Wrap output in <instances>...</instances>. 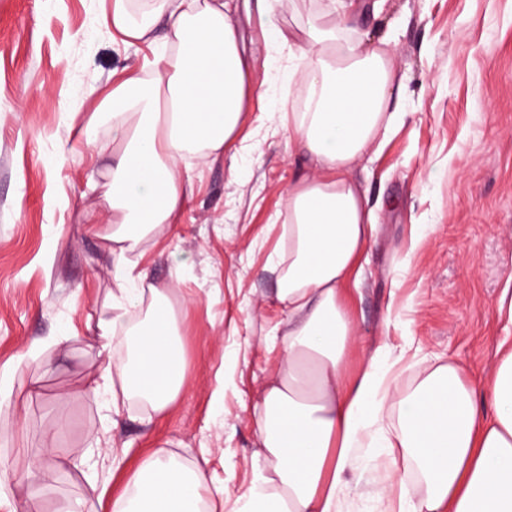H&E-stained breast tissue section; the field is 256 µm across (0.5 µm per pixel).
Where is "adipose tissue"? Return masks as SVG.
Instances as JSON below:
<instances>
[{
  "mask_svg": "<svg viewBox=\"0 0 512 512\" xmlns=\"http://www.w3.org/2000/svg\"><path fill=\"white\" fill-rule=\"evenodd\" d=\"M130 2L101 0L108 26L130 45L165 26L164 46L142 70L95 97L86 126L90 133L106 127L118 147L105 192L110 214L86 215L87 223L106 219L112 226L103 249L116 291L96 341L107 354L123 334L126 354L93 391L110 396L116 415L131 402L163 413L185 381L170 286L152 289L142 323L127 322L129 308L145 301L143 276L128 253L187 206L191 186L181 160L222 153L257 95L235 0H146L139 12ZM284 5L257 0L255 9L265 36L288 47L282 101L299 106L288 141L321 175L288 192V266L278 290L286 311L284 359L253 408L261 448L255 478L234 512H345L351 474L373 465L381 448L404 449L411 467L399 484L423 487L406 512H512V343L500 344L499 362L480 389L448 362L428 366L402 398H393L398 376L384 346L354 381L343 379L356 328L342 287L375 231L366 193L349 173L393 125L390 107L402 85L390 42L353 35L360 0H326L303 40L275 23ZM210 494L202 468L160 451L140 463L112 512H205Z\"/></svg>",
  "mask_w": 512,
  "mask_h": 512,
  "instance_id": "obj_1",
  "label": "adipose tissue"
}]
</instances>
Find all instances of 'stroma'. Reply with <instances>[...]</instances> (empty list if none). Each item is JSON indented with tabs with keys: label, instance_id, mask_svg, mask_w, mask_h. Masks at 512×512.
<instances>
[{
	"label": "stroma",
	"instance_id": "35a3bbf8",
	"mask_svg": "<svg viewBox=\"0 0 512 512\" xmlns=\"http://www.w3.org/2000/svg\"><path fill=\"white\" fill-rule=\"evenodd\" d=\"M237 19L261 99L223 154L189 159L187 208L132 254L145 286L175 284L185 385L162 414L133 403L116 417L89 391L106 363L93 328L114 288L101 241L111 227L83 222L109 209L88 178L113 148L80 129L93 111L86 89H107L152 52L123 44L100 0H0V375L11 377L0 512H112L161 450L223 486L208 512H232L253 480L252 410L286 320L271 266L288 256L289 188L319 172L281 126L287 47L263 37L247 6ZM358 26L392 42L402 117L351 171L377 226L343 289L356 327L344 378L384 345L400 360L393 396L434 361L480 386L512 339V0H380ZM46 451L56 478L31 488L27 463ZM406 464L394 448L354 478L348 512H384L380 496Z\"/></svg>",
	"mask_w": 512,
	"mask_h": 512
}]
</instances>
